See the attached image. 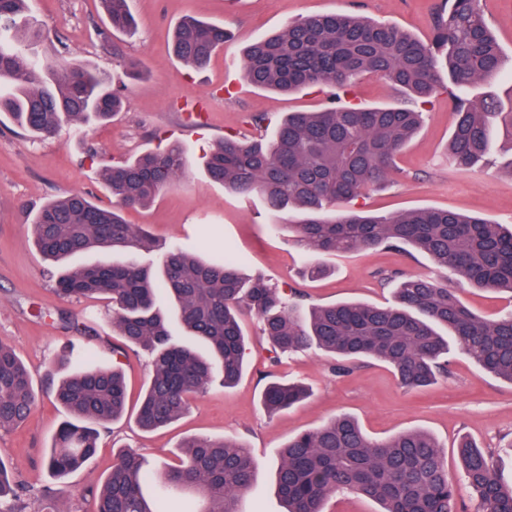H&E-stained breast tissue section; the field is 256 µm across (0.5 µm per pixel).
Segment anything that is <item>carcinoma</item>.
<instances>
[{"label":"carcinoma","mask_w":512,"mask_h":512,"mask_svg":"<svg viewBox=\"0 0 512 512\" xmlns=\"http://www.w3.org/2000/svg\"><path fill=\"white\" fill-rule=\"evenodd\" d=\"M115 29L130 30L129 0H100ZM48 39L28 0H0V113L33 137H54L66 121L78 128L103 122L126 99L110 75L85 67L47 71L32 46ZM224 28L196 18L177 25L173 54L203 69L224 46ZM500 45L482 13L480 0H441L431 42L424 44L394 26L349 14L307 16L261 37L243 52L244 79L252 86L290 94L317 85L348 90L370 74L411 95L398 107L336 104L321 111L286 114L269 138L219 139L205 160L210 181L244 197H262L276 222L290 210L303 218L280 228L312 253H349L379 246H411L440 271L451 269L468 284L512 293V230L448 209H415L389 217L356 211L347 204L388 180L396 155L421 123L417 102L441 86L455 102L456 120L448 159L458 170L472 169L488 155L498 125L512 141V111L497 101L469 97L478 81L501 70ZM190 165L184 147L169 143L102 168L112 207H101L80 192L43 204L33 222L34 241L55 264L95 250L108 257L75 269L48 270L57 298L69 303L102 296L112 304V325L129 349L151 354L150 379L137 422L143 429L166 426L216 378L234 384L244 370L247 343L240 308L252 313L261 335L285 353L316 347L344 362L374 358L391 366L407 388L430 384L447 370L448 340L484 370L512 383V313L486 320L470 311L436 275L404 278L390 306L339 303L306 308L286 299L263 278H245L229 249L209 259L176 246L164 250L159 266L141 263V253L158 245L122 211L145 206L176 184ZM166 294L187 332L206 349L198 354L173 340ZM72 365L52 381L46 395L70 414L54 436L47 470L64 478L94 456L101 428L122 417L126 384L117 369L87 368L84 357L60 358ZM307 396L297 382H271L262 395L269 413ZM39 400L29 369L0 340V430L20 425ZM185 458L165 472L167 492L193 491L197 499L183 512H234L235 497L251 489L255 464L250 451L228 440L187 439ZM464 476L477 493L480 512H512V486L503 483L486 452L470 440L458 446ZM146 474L134 450L121 453L97 493L95 512H165L142 490ZM285 512H323L324 500L350 490L378 502L382 512H457L456 491L440 445L409 431L372 439L356 420L339 416L288 440L276 478ZM0 512H24L17 485L0 458Z\"/></svg>","instance_id":"cac0c4a2"}]
</instances>
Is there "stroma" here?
Wrapping results in <instances>:
<instances>
[{
    "label": "stroma",
    "instance_id": "35a3bbf8",
    "mask_svg": "<svg viewBox=\"0 0 512 512\" xmlns=\"http://www.w3.org/2000/svg\"><path fill=\"white\" fill-rule=\"evenodd\" d=\"M440 0H129L135 32L112 29L98 0H32L31 6L49 34L37 48L47 66L81 65L121 74L125 58L142 68L126 78V108L109 121L81 130L65 124L54 138L35 140L10 120L0 121V338L28 366L35 385L44 384L54 356L67 345L68 321L95 319L80 340L95 366H119L127 386V411L99 441L87 465L58 481L44 466V453L59 423L68 417L53 399L41 397L18 428L0 431V458L9 462L25 487L26 512H40L42 495L51 492L72 512H93L90 489L100 487L115 455L138 450L150 477L145 496L160 495V473L178 463L187 437L207 435L233 440L250 449L256 476L239 496L238 512H284L276 492L282 451L295 435L320 427L339 415L354 417L374 438L409 430L432 435L443 445L448 473L456 486L460 512H479L476 494L461 475L457 446L468 438L484 448L504 482H512V382L483 370L458 346L448 353V373L429 386L402 387L387 364L364 359L336 373L334 360L309 349L276 353L260 335L257 320L243 315L248 337L245 369L226 387L213 382L194 397L186 413L171 425L146 432L136 423L139 398L149 379L147 352L125 349L112 326V307L102 299L60 304L46 274V263L34 244L31 220L44 202L79 191L108 207L112 195L101 169L159 142H181L192 161L178 183L148 207L128 210L124 218L138 224L160 243L200 253L203 232L212 247H229L246 275H262L284 294L298 291L304 306L359 302L388 306L402 277L433 272L431 258L412 247H381L367 252L314 256L275 231L259 196L242 197L213 184L203 156L224 135L254 136L251 115L279 118L294 110L318 111L330 105L333 90L321 86L293 95L252 87L243 77L245 48L261 35L281 31L299 18L323 13L355 14L392 24L416 39L432 35ZM505 63L499 74L475 84L473 98L493 96L512 105V0H480ZM188 17L224 26L231 38L196 71L171 49L175 26ZM364 107L397 106L404 95L384 80L361 76L347 96ZM420 130L398 155L392 181L368 188L354 207L390 216L412 209H452L512 228V142L497 138L492 151L468 171L453 168L448 143L455 124L446 92L436 93L423 108ZM319 262L325 274L305 277L308 263ZM465 304L494 319L512 311V295L494 293L449 277ZM274 380H297L309 397L296 406L268 415L262 393Z\"/></svg>",
    "mask_w": 512,
    "mask_h": 512
}]
</instances>
